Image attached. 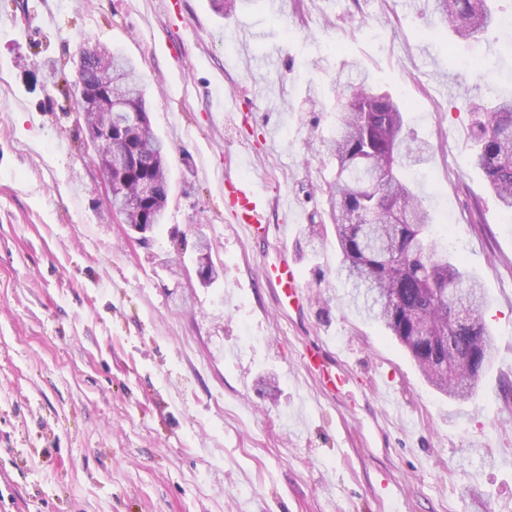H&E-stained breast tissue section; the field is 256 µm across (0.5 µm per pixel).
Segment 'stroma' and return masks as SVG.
Returning <instances> with one entry per match:
<instances>
[{
	"mask_svg": "<svg viewBox=\"0 0 512 512\" xmlns=\"http://www.w3.org/2000/svg\"><path fill=\"white\" fill-rule=\"evenodd\" d=\"M95 44L135 62L168 148L144 239L91 158L76 65ZM353 59L431 144L418 189L485 289L496 359L465 401L336 281L320 142ZM507 95L512 27L463 40L431 0H237L223 17L209 0H0V512H512V217L468 108ZM228 174L263 185L268 237L235 224ZM283 253L298 311L265 276Z\"/></svg>",
	"mask_w": 512,
	"mask_h": 512,
	"instance_id": "1",
	"label": "stroma"
}]
</instances>
